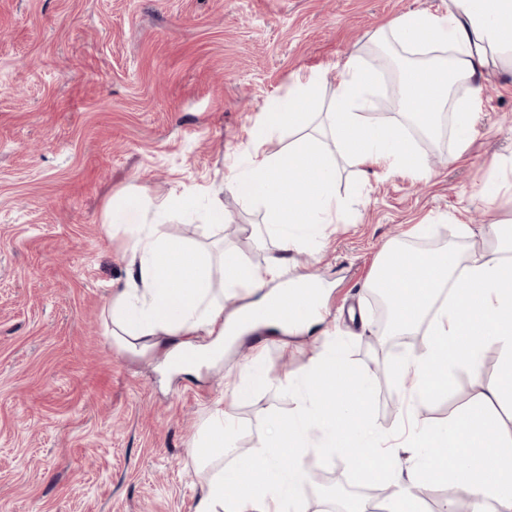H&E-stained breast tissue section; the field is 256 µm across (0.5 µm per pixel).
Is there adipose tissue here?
Masks as SVG:
<instances>
[{
  "label": "adipose tissue",
  "mask_w": 512,
  "mask_h": 512,
  "mask_svg": "<svg viewBox=\"0 0 512 512\" xmlns=\"http://www.w3.org/2000/svg\"><path fill=\"white\" fill-rule=\"evenodd\" d=\"M387 37L410 53L447 47L448 57L403 69L398 94L403 112L426 132L442 111H450L455 153L463 155L471 144L478 100L452 96L451 89L461 81L487 78L499 58L512 60V0H448L443 16L407 12L392 21ZM377 80L373 66L350 57L327 112L309 110L321 88L320 76L312 75L268 107L252 127L249 162L233 172L228 186L244 203L266 211V233L281 254L264 274L236 250L224 249L216 259L161 233L158 226L166 215L186 207L183 195L154 206L132 195L113 207V224L132 239L127 280L109 309L115 341L141 352L167 344L179 353L202 352L225 340V293L257 292L264 304L277 298L286 287L284 253L321 245L325 226L348 214L336 194L333 154L357 166L383 164L428 176L426 159L405 127L371 116ZM315 122L328 131L331 145L311 132ZM284 129L294 136L287 150L267 151L271 136ZM453 236L489 238L495 247L473 252L462 264L450 245L429 253L392 245L368 283L373 292L387 284L396 290L391 332L426 330L424 347L406 354L399 367L400 377L410 383L406 415L413 423L404 443L410 466L396 468L390 456L374 455L384 436L368 424L369 380L346 366L336 344L317 353L303 371L299 414L287 425H274L251 455L237 454L238 430L223 409L211 411L207 444L194 451L211 475L194 512H302L299 458L313 427L323 432L328 450L367 461L369 476L396 486L388 512H421L412 487L423 474L465 489L498 512H512V436L504 435L496 414L497 406L512 403V224H458ZM490 348L499 352L500 369L496 381L486 384L483 357ZM459 368L478 383L470 406L437 424L417 419V407L447 392L449 377ZM347 387L354 388V396L329 402L330 394ZM448 448L453 456H445ZM228 456L234 463L227 469ZM285 456L294 458V465L281 467Z\"/></svg>",
  "instance_id": "ef3b65f1"
}]
</instances>
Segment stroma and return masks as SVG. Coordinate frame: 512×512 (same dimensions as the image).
I'll return each instance as SVG.
<instances>
[{
  "label": "stroma",
  "mask_w": 512,
  "mask_h": 512,
  "mask_svg": "<svg viewBox=\"0 0 512 512\" xmlns=\"http://www.w3.org/2000/svg\"><path fill=\"white\" fill-rule=\"evenodd\" d=\"M448 0H0V512H194L208 476L193 454L220 407L243 454L273 422L299 411L295 379L340 344L373 385L370 421L390 434L405 420L408 385L396 367L416 346L387 333L366 282L386 246L432 250L413 238L433 224L512 218V66L477 92L480 110L462 158L453 141L427 155V179L336 157L345 221L326 225L320 250L288 253L286 278L321 282L318 321L285 334H245L221 357L170 365L111 341L108 308L126 274L112 206L128 195L192 206L160 227L168 238L241 253L264 272L278 252L263 208L225 186L251 150L249 131L299 78L324 79L326 111L351 55L368 56L397 16L446 12ZM501 189L479 194L490 175ZM218 196L226 223H208ZM261 363L250 401L233 389ZM476 387L457 371L418 409L427 422L465 409ZM310 431L304 512H332L337 481L381 488Z\"/></svg>",
  "instance_id": "obj_1"
}]
</instances>
